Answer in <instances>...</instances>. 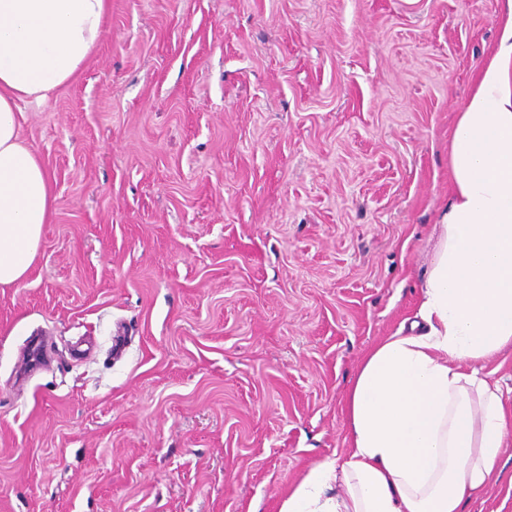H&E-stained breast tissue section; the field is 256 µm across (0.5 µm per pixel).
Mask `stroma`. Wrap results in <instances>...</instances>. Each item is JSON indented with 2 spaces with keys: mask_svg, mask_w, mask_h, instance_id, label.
Listing matches in <instances>:
<instances>
[{
  "mask_svg": "<svg viewBox=\"0 0 512 512\" xmlns=\"http://www.w3.org/2000/svg\"><path fill=\"white\" fill-rule=\"evenodd\" d=\"M494 7L110 0L77 76L21 105L55 205L0 288V512H279L345 456L359 362L418 308ZM499 467L464 512H512V434Z\"/></svg>",
  "mask_w": 512,
  "mask_h": 512,
  "instance_id": "1",
  "label": "stroma"
}]
</instances>
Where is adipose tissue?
<instances>
[{"label": "adipose tissue", "instance_id": "obj_1", "mask_svg": "<svg viewBox=\"0 0 512 512\" xmlns=\"http://www.w3.org/2000/svg\"><path fill=\"white\" fill-rule=\"evenodd\" d=\"M108 0H0V287L21 282L54 213L20 104L68 84ZM457 112L452 185L433 231L418 319L372 348L347 392L348 451L325 458L280 512H462L497 484L512 412L485 363L512 348V0Z\"/></svg>", "mask_w": 512, "mask_h": 512}]
</instances>
